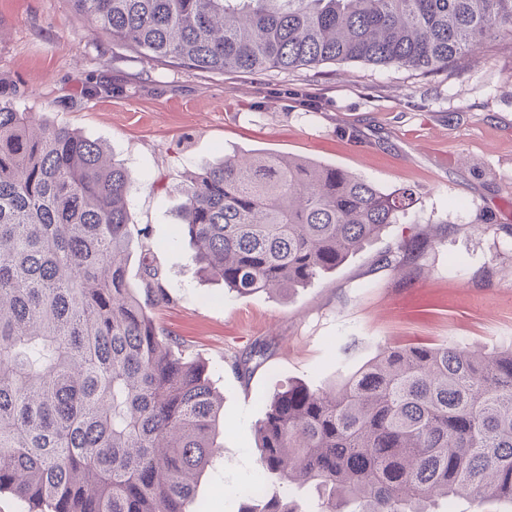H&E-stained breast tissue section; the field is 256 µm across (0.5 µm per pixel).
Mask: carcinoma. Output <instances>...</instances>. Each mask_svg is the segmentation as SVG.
Wrapping results in <instances>:
<instances>
[{"instance_id":"cac0c4a2","label":"carcinoma","mask_w":512,"mask_h":512,"mask_svg":"<svg viewBox=\"0 0 512 512\" xmlns=\"http://www.w3.org/2000/svg\"><path fill=\"white\" fill-rule=\"evenodd\" d=\"M91 30L175 67L262 74L362 61L432 73L512 35V0H71ZM198 273L250 296L305 288L417 202L352 172L226 155L183 188ZM107 145L0 98V493L28 512H200L223 404L156 314L153 230ZM138 243L139 278L127 264ZM411 239L385 258L398 271ZM255 344L232 362L265 360ZM258 478L310 512L512 503V348L391 346L339 385L290 384L256 426ZM239 512H302L288 492Z\"/></svg>"}]
</instances>
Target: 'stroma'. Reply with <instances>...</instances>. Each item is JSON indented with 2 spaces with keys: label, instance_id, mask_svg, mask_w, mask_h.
I'll list each match as a JSON object with an SVG mask.
<instances>
[{
  "label": "stroma",
  "instance_id": "35a3bbf8",
  "mask_svg": "<svg viewBox=\"0 0 512 512\" xmlns=\"http://www.w3.org/2000/svg\"><path fill=\"white\" fill-rule=\"evenodd\" d=\"M107 143L131 181L173 305L161 326L208 367L223 445L202 512H238L257 474L255 429L288 384L332 386L384 347H512V38L433 74L364 62L262 75L183 70L90 31L70 0H0V98ZM293 154L417 203L336 271L285 294L237 296L197 276L175 240L189 173L226 155ZM427 241L401 272L384 258ZM267 344L251 377L231 367Z\"/></svg>",
  "mask_w": 512,
  "mask_h": 512
}]
</instances>
